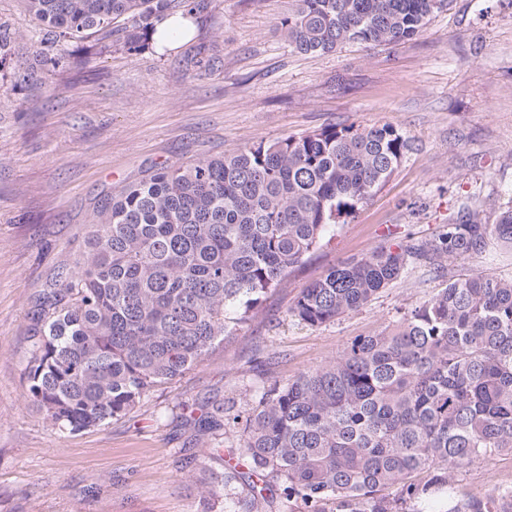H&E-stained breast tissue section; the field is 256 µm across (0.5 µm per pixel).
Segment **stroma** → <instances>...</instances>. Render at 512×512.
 <instances>
[{"label": "stroma", "instance_id": "obj_1", "mask_svg": "<svg viewBox=\"0 0 512 512\" xmlns=\"http://www.w3.org/2000/svg\"><path fill=\"white\" fill-rule=\"evenodd\" d=\"M288 3L206 0L190 37L162 49L104 50L92 37L64 66L36 69L34 84L0 98V512H224L250 495L214 452L237 447L238 435L200 432L201 416L222 405L245 411L263 387L333 361L449 279L512 278V250L492 244L440 269L415 263L332 322L289 317L301 290L338 263L432 238L471 210L493 224L512 207V0H449L409 40L314 55L291 51L280 34ZM0 23L20 35L10 69L34 67L24 0H0ZM381 123L411 139L401 164L200 363L125 418L76 433L28 405L35 302L72 268L111 196L164 165ZM203 472L219 477L211 507L195 484ZM509 485L512 452L496 451L416 508L445 512L448 496Z\"/></svg>", "mask_w": 512, "mask_h": 512}]
</instances>
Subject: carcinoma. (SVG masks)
Returning a JSON list of instances; mask_svg holds the SVG:
<instances>
[{
	"mask_svg": "<svg viewBox=\"0 0 512 512\" xmlns=\"http://www.w3.org/2000/svg\"><path fill=\"white\" fill-rule=\"evenodd\" d=\"M444 0H293L288 46L321 54L409 39ZM38 55L59 66L68 43L116 37L148 48L157 23L199 0H26ZM123 18L130 25L114 28ZM16 33L0 25L4 93ZM410 150L390 123L326 126L230 156L166 165L98 212L74 262L37 301L27 397L54 428L77 432L129 414L151 389L202 360L246 322L328 228L352 215ZM492 242L512 248V209L478 211L435 237L380 247L330 268L288 309L316 327L368 304L414 261L438 268ZM206 430L232 428V471L250 490L228 512H259L278 488L307 512H411L482 454L512 451V280L453 278L383 331L260 392L244 414L218 409ZM447 512H512V487L448 498Z\"/></svg>",
	"mask_w": 512,
	"mask_h": 512,
	"instance_id": "cac0c4a2",
	"label": "carcinoma"
}]
</instances>
